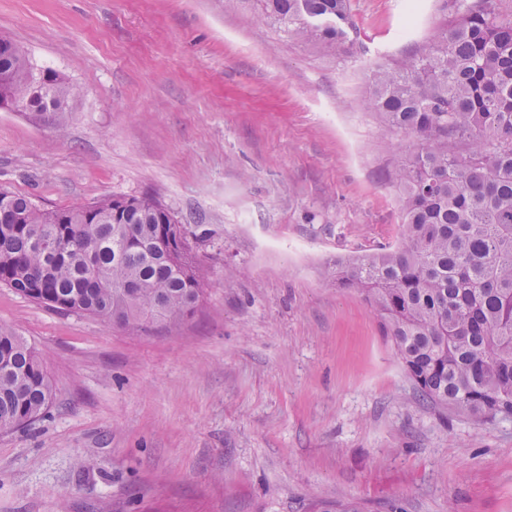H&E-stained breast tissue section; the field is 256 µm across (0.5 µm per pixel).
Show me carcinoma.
Returning a JSON list of instances; mask_svg holds the SVG:
<instances>
[{"label":"carcinoma","mask_w":512,"mask_h":512,"mask_svg":"<svg viewBox=\"0 0 512 512\" xmlns=\"http://www.w3.org/2000/svg\"><path fill=\"white\" fill-rule=\"evenodd\" d=\"M300 40L342 49L350 0H257ZM457 22L395 67L369 74L368 107L412 149L393 179L401 237L336 264L365 296L421 395L476 421L512 417V18L497 0H454ZM80 88L0 42V101L64 132ZM468 143V154L448 142ZM208 271L185 225L150 197L48 210L0 191V285L64 312L145 328L194 313ZM54 383L36 351L0 327V431L35 421Z\"/></svg>","instance_id":"obj_1"}]
</instances>
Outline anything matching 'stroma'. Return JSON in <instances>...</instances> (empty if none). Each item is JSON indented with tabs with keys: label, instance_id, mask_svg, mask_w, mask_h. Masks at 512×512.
Segmentation results:
<instances>
[{
	"label": "stroma",
	"instance_id": "35a3bbf8",
	"mask_svg": "<svg viewBox=\"0 0 512 512\" xmlns=\"http://www.w3.org/2000/svg\"><path fill=\"white\" fill-rule=\"evenodd\" d=\"M351 5L332 52L256 0H0V35L82 90L61 133L0 109V190L155 198L208 271L194 314L145 330L0 285L56 385L0 432V512H512V418L423 399L330 276L401 233L411 141L383 139L367 74L455 18Z\"/></svg>",
	"mask_w": 512,
	"mask_h": 512
}]
</instances>
